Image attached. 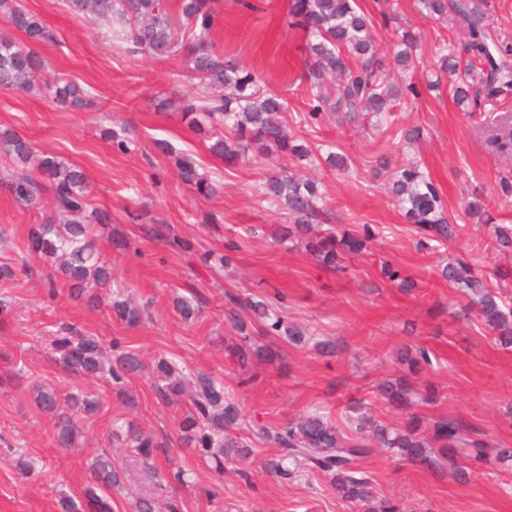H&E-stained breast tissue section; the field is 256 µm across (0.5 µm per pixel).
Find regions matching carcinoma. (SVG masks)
Returning a JSON list of instances; mask_svg holds the SVG:
<instances>
[{
  "mask_svg": "<svg viewBox=\"0 0 512 512\" xmlns=\"http://www.w3.org/2000/svg\"><path fill=\"white\" fill-rule=\"evenodd\" d=\"M220 0H64L69 12L78 17L112 20L110 37L130 43V52L147 54L158 60L177 55L187 63L186 78L201 84L179 94L181 120L193 131L208 138L209 153L227 165L241 161L261 163L280 156L325 166L333 172H350L343 154L296 142L286 130L288 101L259 87V76L233 60L224 59L211 40ZM418 13L427 20L451 19L464 32L457 46L443 39L439 43L440 69L453 77L450 93L454 103L467 112L490 113L484 126L487 150L499 159L512 161V41L494 37L487 22L484 0H416ZM289 27L304 35V72L299 80L307 85V102L299 120L313 127L323 118L339 112L347 121L358 114L392 121L407 95H419L415 85L402 93L391 82L388 69L375 50L374 20L362 10L358 0H288ZM0 13L12 27L23 33L24 41L0 37V90H23L50 95L67 109L86 105L87 91L79 84L51 80L44 74L45 60L35 47L53 40L45 23L20 4V0H0ZM398 43L402 49L395 61L402 69L413 64L410 48L415 36L402 28ZM0 152L12 165L4 170L0 184L19 202L36 206L44 194L52 199V213L34 225L27 239V252L47 263L48 284L55 294L57 284L72 287L78 299L92 280L106 290L90 300L105 305L120 321L135 326L143 321L145 308L137 299L119 291L113 293L112 270L102 261L94 236L96 225L108 216L93 208L87 193L84 172L56 156L38 155L32 145L13 130L0 128ZM175 165L182 180L204 196H212L217 186L200 174L189 155H179ZM262 197L286 210L288 223L277 227L280 240L293 236L305 240V249L324 266L345 270L346 259L361 255L369 240L376 237L370 225L353 230L330 226L312 231L326 220L324 195L317 182L285 168L267 176L257 185ZM392 196L420 235V244L451 245L464 226L448 218L443 198L435 182L415 163H403L394 172ZM489 246L512 251V224H495ZM382 276L401 288H410L400 270L390 261H381ZM441 277L448 286L467 297V305L479 315L499 346L512 348V307L501 292L504 276L499 270L485 275L460 257L448 256ZM224 319L240 343L228 348L239 363L252 356L274 363L281 359L279 341L302 344L310 339L306 330L288 322L282 309L273 308L264 297L225 295ZM56 365L75 379L96 377L113 389L124 392L125 384L140 368L138 354L114 343L105 347L98 338L76 327H61L50 340ZM400 363L409 371L431 369L436 355L424 346L407 345L398 352ZM152 387L162 401L181 406L178 429L182 450L194 451L214 462L217 472L224 464L243 459L257 444L277 449L264 462L274 476L287 480L301 468L323 475L342 500L373 512L371 476L362 460L382 449L400 459L426 468H437L456 449L465 448L473 464L489 462L482 439L456 419L440 416L421 429V417L412 415L401 427H393L363 410L364 400L350 407L346 419L355 425L356 436L344 435L327 413L316 411L281 425L255 423L240 427V412L231 391L212 374L184 370L165 359L156 367ZM37 412L54 420L59 447L74 448L82 436L80 422L100 407L92 392L63 394L50 387L32 385ZM378 399L386 405L407 409L413 404L414 389L400 375L377 384ZM110 447L99 448L87 462L89 477L78 496L60 498V512H112V493L126 492L127 475L136 467L157 480L159 490L185 487L190 475L179 463L165 457L167 468L155 463L165 445L131 423L113 425ZM132 512H154V492L138 489Z\"/></svg>",
  "mask_w": 512,
  "mask_h": 512,
  "instance_id": "1",
  "label": "carcinoma"
}]
</instances>
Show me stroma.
Instances as JSON below:
<instances>
[{
	"label": "stroma",
	"instance_id": "obj_1",
	"mask_svg": "<svg viewBox=\"0 0 512 512\" xmlns=\"http://www.w3.org/2000/svg\"><path fill=\"white\" fill-rule=\"evenodd\" d=\"M22 3L55 35L54 42L38 48L50 73L87 88L89 105L70 111L44 96L0 90V126L84 171L93 206L110 216L97 228V246L114 281L149 302L151 311L148 320L130 327L107 308L91 309L70 298L66 286L49 297L46 265L24 252L28 231L49 202L27 207L0 186V231L7 237L0 243V268L13 271L12 278L0 281V297L13 305L0 329V348L24 361L31 381L60 390L74 383L54 364L49 346L56 327L69 322L103 343L119 339L146 365L163 358L212 371L233 390L241 417L249 422L285 423L319 409L332 412L341 425L347 399L361 397L376 418L400 425L407 413L385 406L373 386L401 375L397 352L403 344L423 343L441 365L417 374L416 382L439 400L417 407V414L458 419L490 447L512 448V350L496 344L474 312L466 310L464 298L441 279L443 251L418 249L414 228L391 195L390 176L376 163L384 155L395 166L418 161L439 188L451 221L464 227L454 254L488 268L512 264L510 255L480 249L490 240L492 225L512 224V198H503L499 187L501 177H512V165L485 150L483 115L463 111L448 93L436 44L455 38L450 24L423 19L413 0H400L398 18L383 22L382 0H359L376 20L374 37L384 60L392 58L397 27L410 29L418 39L413 68L394 74L398 82L415 83L421 90L395 115L398 127L422 128L423 139L413 147L400 143L395 129L366 130L328 119L313 128L300 124L306 100L304 88L294 82L301 67L300 37L286 24L287 0H248L244 6L222 0L212 32L216 48L257 73L264 90L287 98L288 125L298 139L332 146L352 161L350 175L300 164L302 174L321 182L336 223L367 224L378 232L365 254L348 260L347 272L334 273L321 268L297 240H274L272 233L286 215L262 201L255 187L264 173L275 170V162L224 166L179 116L156 109L158 99L178 95L172 73L183 69V59L129 53L109 39L108 21L75 17L63 0ZM436 81L441 84L437 90L432 87ZM107 130L128 131L134 139L130 151H114L103 137ZM160 141L195 154L218 183V192L204 197L185 183L172 158L157 149ZM474 192L487 202L488 222L464 212ZM152 224L170 225L173 235L192 243V251L150 236ZM116 234L124 236L126 248L113 245ZM228 238L238 250L224 268L218 257ZM207 250L216 258L205 265L198 255ZM384 259L413 281L410 291L382 278ZM275 289L287 297L289 320L308 329L314 340H334L335 356L320 355L312 343H286L281 362L255 372L229 359L224 341L232 330L224 322L225 293L260 296ZM178 297L199 307L193 322H184L175 310ZM74 384L103 400L99 414L84 422L76 448L58 447L52 424L36 411L29 389H0V512H58L60 493L80 491L89 456L107 447L116 421H131L153 433L191 471V485L179 492L183 512H214L208 491L217 486L223 489V512H352L321 476L284 481L269 474L262 463L274 449L258 446L251 458L223 474L210 461L184 453L177 428L180 409L156 398L148 376L130 382L138 398L133 407L102 380ZM20 457L37 464L36 476L18 478ZM364 466L375 496L398 500L408 512H512V465L507 463L472 469L464 482L450 470L414 466L383 451Z\"/></svg>",
	"mask_w": 512,
	"mask_h": 512
}]
</instances>
